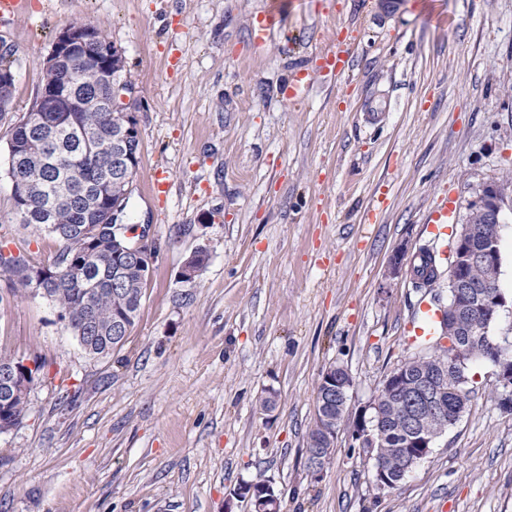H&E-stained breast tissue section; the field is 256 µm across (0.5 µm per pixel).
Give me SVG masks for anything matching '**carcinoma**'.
<instances>
[{
	"label": "carcinoma",
	"instance_id": "cac0c4a2",
	"mask_svg": "<svg viewBox=\"0 0 512 512\" xmlns=\"http://www.w3.org/2000/svg\"><path fill=\"white\" fill-rule=\"evenodd\" d=\"M13 73V61L0 55V112L11 110L14 81L4 80L3 73ZM55 79L71 88V103L37 94L36 100L11 129L8 141L7 175L12 182L13 209L20 223L40 233L54 236L60 251L52 267L41 265L26 251L4 252L0 249V273L7 276L12 291L35 287L37 276L44 279V298L70 319L73 335H78L88 316L95 326L93 354L106 356L124 345L135 326L142 308L145 275L125 256L112 251V207L126 210L128 198H118L109 190L112 181V127L121 121L120 113L99 103L108 98L107 84L97 69L87 65L84 50L75 48L54 72ZM469 220L477 231L475 244L494 232L485 223L484 214L475 210ZM105 228L96 245L81 235L87 225ZM421 261L413 265L414 287L421 290L434 286L439 267L433 248L422 245L415 253ZM122 272L120 290L110 292L112 274ZM500 269L476 263L469 267V282L489 300L494 296ZM430 350H420L406 358L400 368L414 381L429 382L439 388L436 410L453 424L463 411L467 397L459 396L467 383L466 370L475 361L491 364L512 363V345L491 349L483 336L475 331L472 319L459 318L455 332H450L447 307L440 308ZM125 322L123 334L112 337V323ZM448 339L461 348V359L448 360V349L441 340ZM373 423L374 454L382 462L386 476L400 482L408 474L407 459L402 455L407 434L409 409L396 395L382 390L375 397ZM26 404L0 405V428L19 424ZM344 418L334 403L326 401L317 390L315 415L308 432L306 453L323 449L325 464H330L334 443L327 440L323 417Z\"/></svg>",
	"mask_w": 512,
	"mask_h": 512
}]
</instances>
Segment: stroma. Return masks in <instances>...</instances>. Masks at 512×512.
Returning a JSON list of instances; mask_svg holds the SVG:
<instances>
[{"label":"stroma","mask_w":512,"mask_h":512,"mask_svg":"<svg viewBox=\"0 0 512 512\" xmlns=\"http://www.w3.org/2000/svg\"><path fill=\"white\" fill-rule=\"evenodd\" d=\"M0 24L12 108L0 114V246L45 265L59 244L13 214L12 127L47 79L55 37L101 27L124 54L141 162L127 214L156 254L139 319L105 357L85 353L57 309L0 277V353L41 363L21 422L0 433V512H251L232 497L270 484L283 512H512V411L497 370L470 365L468 401L399 486H375L349 439L386 375L414 351L418 290L388 271L399 245L449 266L465 206L512 172V0H29ZM351 34L350 67L298 100L284 87ZM169 182L166 192L156 183ZM453 196L448 237L427 228ZM500 292L490 333L512 344V194L501 211ZM209 263L177 274L196 248ZM352 379L321 479L306 441L321 371ZM273 406L261 408L262 397ZM280 2L269 1L267 9L256 17L251 27V37L256 48H263L278 29Z\"/></svg>","instance_id":"35a3bbf8"}]
</instances>
